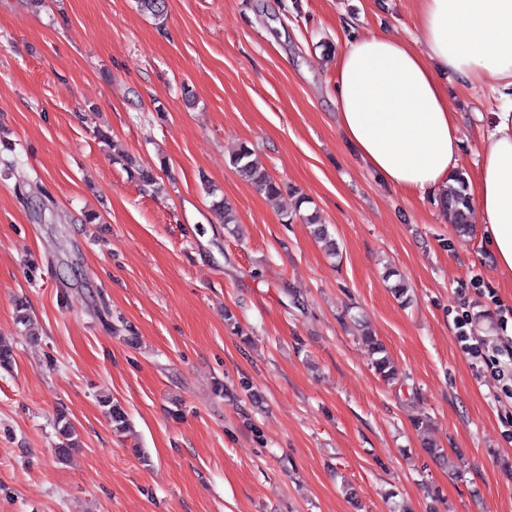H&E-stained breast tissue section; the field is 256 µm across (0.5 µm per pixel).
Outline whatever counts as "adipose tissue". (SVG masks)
<instances>
[{
  "label": "adipose tissue",
  "mask_w": 512,
  "mask_h": 512,
  "mask_svg": "<svg viewBox=\"0 0 512 512\" xmlns=\"http://www.w3.org/2000/svg\"><path fill=\"white\" fill-rule=\"evenodd\" d=\"M419 41L348 38L336 65L337 123L381 183L436 202L462 150L461 117L441 78L489 88L473 220L499 274L512 279V0H417Z\"/></svg>",
  "instance_id": "ef3b65f1"
}]
</instances>
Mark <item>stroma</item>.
<instances>
[{"mask_svg":"<svg viewBox=\"0 0 512 512\" xmlns=\"http://www.w3.org/2000/svg\"><path fill=\"white\" fill-rule=\"evenodd\" d=\"M418 29L416 0H167L162 26L136 0H0V139L14 147L0 154V337L16 344L0 370V512H512V397L455 339L460 320L479 336L512 327V279L480 225L458 235L381 184L336 127L348 32ZM444 84L473 184L485 140L470 117L497 103ZM242 143L308 197L337 256L284 223L293 197L240 177ZM126 154L160 193L141 191ZM357 319L397 384L372 369ZM103 394L132 433H113ZM61 411L82 442L65 463Z\"/></svg>","mask_w":512,"mask_h":512,"instance_id":"1","label":"stroma"}]
</instances>
